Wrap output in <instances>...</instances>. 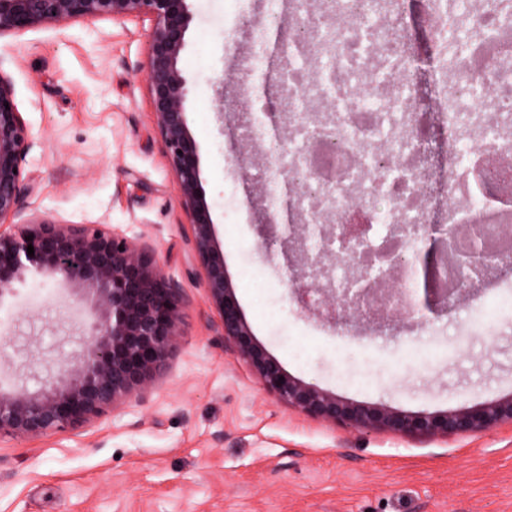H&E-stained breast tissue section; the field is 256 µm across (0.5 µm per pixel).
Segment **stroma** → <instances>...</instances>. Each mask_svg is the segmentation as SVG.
<instances>
[{
  "instance_id": "stroma-1",
  "label": "stroma",
  "mask_w": 512,
  "mask_h": 512,
  "mask_svg": "<svg viewBox=\"0 0 512 512\" xmlns=\"http://www.w3.org/2000/svg\"><path fill=\"white\" fill-rule=\"evenodd\" d=\"M180 65L188 128L224 267L256 340L289 375L339 397L445 411L512 395V270L345 336L304 312L265 227L240 141L246 108L224 54L228 0H190ZM146 17L46 23L0 36V70L32 139L23 218L99 227L147 247L179 289L163 373L76 430L0 438V512H512V426L448 440L356 431L295 412L225 342L155 126ZM28 269L0 296V391L40 389L85 344L88 303ZM444 350L422 361L410 344Z\"/></svg>"
}]
</instances>
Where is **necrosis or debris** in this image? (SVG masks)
I'll use <instances>...</instances> for the list:
<instances>
[{
	"label": "necrosis or debris",
	"instance_id": "4bbe7bcc",
	"mask_svg": "<svg viewBox=\"0 0 512 512\" xmlns=\"http://www.w3.org/2000/svg\"><path fill=\"white\" fill-rule=\"evenodd\" d=\"M399 0H259L245 17L249 52L238 37L225 42L243 75L251 104L242 139L264 147L256 173L264 205L277 211L279 187H297L292 224L339 217L357 202L393 203L388 223L431 225L432 211L461 225L455 255L437 271L438 287L472 278L465 260L473 245L492 251L512 222V0H425L430 50L404 43ZM288 16L281 28L280 16ZM426 70L431 97L414 81ZM334 116L313 125L312 104ZM287 111L288 138L269 135V115ZM434 136L444 160L435 196L421 188L418 141ZM494 152L478 165L475 146Z\"/></svg>",
	"mask_w": 512,
	"mask_h": 512
}]
</instances>
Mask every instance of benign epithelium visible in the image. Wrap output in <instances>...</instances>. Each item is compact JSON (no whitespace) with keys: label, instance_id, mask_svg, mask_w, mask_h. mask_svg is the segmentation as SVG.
Instances as JSON below:
<instances>
[{"label":"benign epithelium","instance_id":"7a95c632","mask_svg":"<svg viewBox=\"0 0 512 512\" xmlns=\"http://www.w3.org/2000/svg\"><path fill=\"white\" fill-rule=\"evenodd\" d=\"M190 0H0V36L46 22L84 18L147 16L155 25L149 40L147 82L165 158L174 171L182 203L193 226V245L205 271L208 299L220 312L224 340L248 362L265 389L307 416L350 429L383 430L406 438L467 437L512 424V395L445 411L408 412L382 403H360L309 386L291 377L255 340L224 269L210 208L202 187L198 145L189 132L187 112L192 86L179 66L193 14ZM30 149L26 123L14 99L9 77L0 72V295L30 267L60 277V284L85 295L96 310L85 327L86 344L76 360L58 365L56 375L37 391L25 388L0 394V436L34 438L74 430L144 386L167 365L180 336L184 303L152 254L107 231L56 224L33 216L16 223L25 190L22 161ZM362 226L290 224L286 241L300 256L304 272L291 278L307 312L341 332L359 327L361 295L373 291L396 316L417 307L415 296L395 284L396 266L365 262L352 242ZM434 238L423 255L426 302L445 309L457 296L435 286V263L456 224H432ZM313 237L339 241L353 264L347 285H336L335 258L313 253ZM34 247V255L27 253ZM472 270L512 267V257L471 256ZM284 381H279V378Z\"/></svg>","mask_w":512,"mask_h":512}]
</instances>
